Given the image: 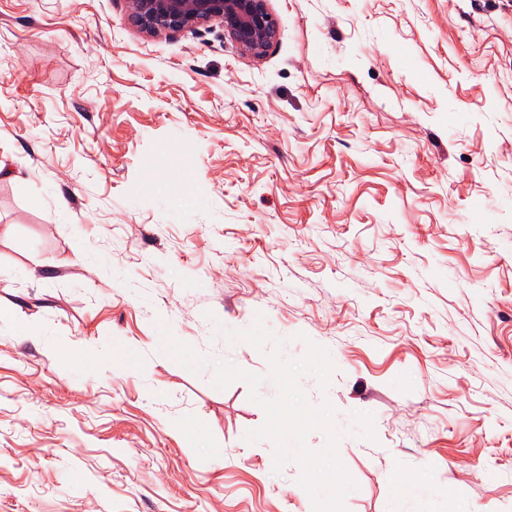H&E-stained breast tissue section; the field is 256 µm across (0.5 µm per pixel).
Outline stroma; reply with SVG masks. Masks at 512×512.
Instances as JSON below:
<instances>
[{"label":"stroma","instance_id":"35a3bbf8","mask_svg":"<svg viewBox=\"0 0 512 512\" xmlns=\"http://www.w3.org/2000/svg\"><path fill=\"white\" fill-rule=\"evenodd\" d=\"M268 6L254 59L0 0V307L39 331L0 323V512H313L248 385H212L276 396L272 344L225 336L259 318L331 354L301 385L345 512H512V0Z\"/></svg>","mask_w":512,"mask_h":512}]
</instances>
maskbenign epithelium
Instances as JSON below:
<instances>
[{"mask_svg":"<svg viewBox=\"0 0 512 512\" xmlns=\"http://www.w3.org/2000/svg\"><path fill=\"white\" fill-rule=\"evenodd\" d=\"M133 26L150 37L193 31L209 22L224 26L238 50L264 57L279 39L268 0H125Z\"/></svg>","mask_w":512,"mask_h":512,"instance_id":"7a95c632","label":"benign epithelium"}]
</instances>
